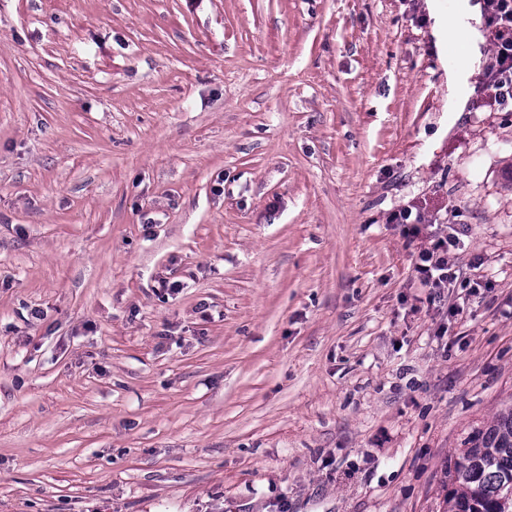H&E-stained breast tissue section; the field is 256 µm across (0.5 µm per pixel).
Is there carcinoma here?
I'll use <instances>...</instances> for the list:
<instances>
[{
	"label": "carcinoma",
	"mask_w": 512,
	"mask_h": 512,
	"mask_svg": "<svg viewBox=\"0 0 512 512\" xmlns=\"http://www.w3.org/2000/svg\"><path fill=\"white\" fill-rule=\"evenodd\" d=\"M445 478L444 512H512V406L467 437Z\"/></svg>",
	"instance_id": "1"
}]
</instances>
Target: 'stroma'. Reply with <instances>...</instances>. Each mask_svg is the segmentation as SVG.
Here are the masks:
<instances>
[{"instance_id":"obj_1","label":"stroma","mask_w":512,"mask_h":512,"mask_svg":"<svg viewBox=\"0 0 512 512\" xmlns=\"http://www.w3.org/2000/svg\"><path fill=\"white\" fill-rule=\"evenodd\" d=\"M433 30L0 0V512H443L512 404V110ZM452 237H438L430 248L419 252L415 271L423 288H429L430 295L441 297L444 288L455 279L448 264V244Z\"/></svg>"}]
</instances>
